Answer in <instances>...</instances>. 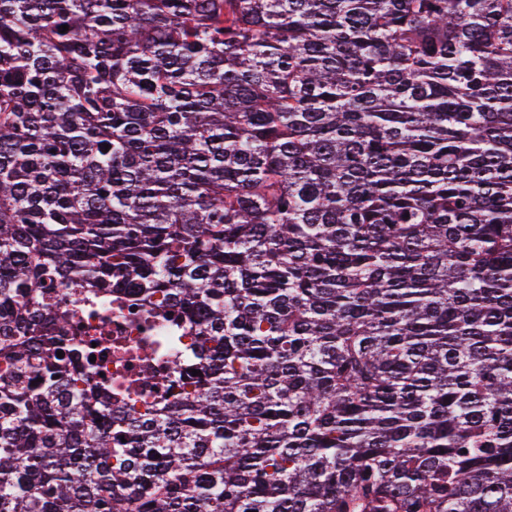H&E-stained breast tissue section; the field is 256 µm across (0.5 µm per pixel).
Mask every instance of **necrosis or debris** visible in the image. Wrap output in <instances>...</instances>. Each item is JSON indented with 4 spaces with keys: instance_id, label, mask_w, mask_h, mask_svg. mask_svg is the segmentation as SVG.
Listing matches in <instances>:
<instances>
[{
    "instance_id": "4bbe7bcc",
    "label": "necrosis or debris",
    "mask_w": 512,
    "mask_h": 512,
    "mask_svg": "<svg viewBox=\"0 0 512 512\" xmlns=\"http://www.w3.org/2000/svg\"><path fill=\"white\" fill-rule=\"evenodd\" d=\"M93 315L78 314L66 334L85 336L104 331L112 338L111 352L96 357L92 385L111 391L114 400L130 405L171 399L168 375L172 358L164 342L171 322L151 301L130 293L102 301Z\"/></svg>"
}]
</instances>
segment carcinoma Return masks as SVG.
I'll list each match as a JSON object with an SVG mask.
<instances>
[{
    "label": "carcinoma",
    "instance_id": "1",
    "mask_svg": "<svg viewBox=\"0 0 512 512\" xmlns=\"http://www.w3.org/2000/svg\"><path fill=\"white\" fill-rule=\"evenodd\" d=\"M0 339V512H512V0H0ZM95 316L79 313L71 319L65 336L93 335L99 330L112 337V355L102 352L91 367V384L112 392V401L139 406L172 400L168 375L172 361L163 337L172 322L151 301L129 293L112 303L92 307ZM103 372V376H100Z\"/></svg>",
    "mask_w": 512,
    "mask_h": 512
}]
</instances>
